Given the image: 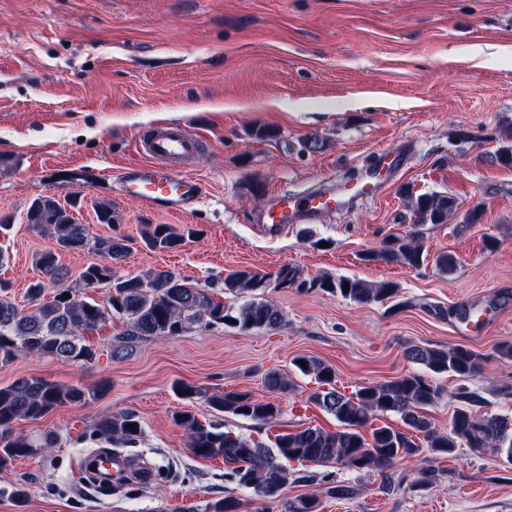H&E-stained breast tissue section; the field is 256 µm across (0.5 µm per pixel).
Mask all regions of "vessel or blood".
Returning <instances> with one entry per match:
<instances>
[{
    "label": "vessel or blood",
    "instance_id": "obj_1",
    "mask_svg": "<svg viewBox=\"0 0 512 512\" xmlns=\"http://www.w3.org/2000/svg\"><path fill=\"white\" fill-rule=\"evenodd\" d=\"M199 139L187 137L176 127L161 130L149 140L141 142L137 150L142 163L121 168L125 188L143 203L171 214L184 213L191 202L202 193L200 181L184 174V161L199 151ZM335 195H281L262 218L272 230H280L299 222L303 217L338 208Z\"/></svg>",
    "mask_w": 512,
    "mask_h": 512
}]
</instances>
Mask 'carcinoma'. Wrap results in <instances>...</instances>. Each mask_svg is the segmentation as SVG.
Instances as JSON below:
<instances>
[{
  "instance_id": "carcinoma-1",
  "label": "carcinoma",
  "mask_w": 512,
  "mask_h": 512,
  "mask_svg": "<svg viewBox=\"0 0 512 512\" xmlns=\"http://www.w3.org/2000/svg\"><path fill=\"white\" fill-rule=\"evenodd\" d=\"M495 159L512 166V132L504 134ZM415 224H445L458 209L457 200L439 193L415 194L402 189ZM26 219L35 230L49 235L55 243L38 258L45 276L56 285L52 298L25 313L8 297L0 296V363H8L24 353L50 356L76 363L96 359L94 348L85 343L84 334L106 323L114 316L124 319L128 329L123 344L111 350L114 358L122 356L126 345L141 337L179 336L194 327H214L226 322L243 329L278 328L285 321L282 309L264 298L269 282L277 287L313 289L336 293L358 304L382 303L394 297L399 286L393 282L369 283L350 277L322 276L307 279L292 264H283L268 276L250 267L228 271L222 280L224 294L235 297L249 295L238 315L227 313L224 303L215 300L208 289L186 281L165 268H150L138 275H121L117 265L129 254L128 238L119 232L89 243L86 226L77 222L73 213L51 196L33 200ZM196 234L188 226L147 224L142 232L146 248L154 252H171L185 239ZM94 251L104 258L90 262L78 279L68 284L67 274L59 264L63 252ZM368 262L382 261L418 269L427 261L419 237L397 239L385 243L363 256ZM112 290L102 301L88 296L100 285ZM349 286V292L343 287ZM406 358L435 373L446 374L456 381L472 380L483 373L486 357L470 348L411 345ZM300 371L315 377L330 389L317 392L312 400L337 422L336 431L310 425L300 430L277 434L273 446L245 437L220 423L201 422L196 413L183 407L174 414L175 423L186 435L193 454L202 459L223 458L224 476L240 487L252 490L255 496L275 498L278 512H319L320 500L313 496L280 499L278 493L288 483L286 464L298 462L314 466L351 471L377 472L389 477L396 464L428 451L433 458L456 455L459 448L490 451L512 463V421L500 414H479L473 408L480 396L466 387L447 393L431 383L422 372L411 371L384 382L362 386L346 394L332 386L335 370L329 364L306 357ZM266 387L284 394L292 389L288 376L276 371L267 373ZM176 392L189 401L202 400L226 416L252 421L260 427L269 426L282 414L281 407L271 400H260L247 391H222L218 388L180 383ZM458 403L448 430H439L426 410L445 395ZM97 396V391L76 385H62L41 378H20L0 386V469L13 461L55 447L57 436L48 431L38 436L18 434V420L37 421L64 405L82 407ZM396 415L406 429L372 422L385 415ZM144 430L139 416L132 410L103 415L85 429L82 440L105 441L122 448L140 443ZM326 494L336 499H349L358 489L322 475ZM240 499L228 495L208 502L203 512H241Z\"/></svg>"
}]
</instances>
